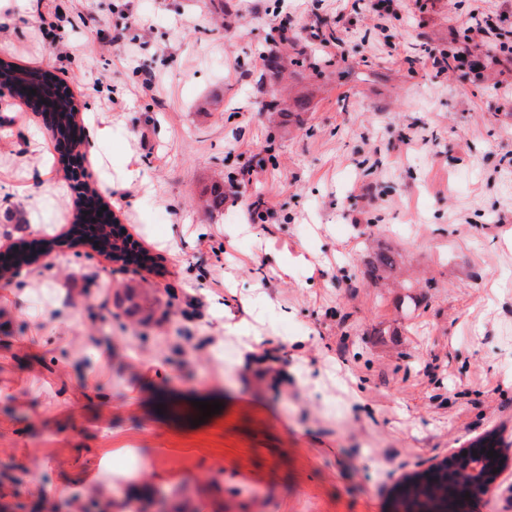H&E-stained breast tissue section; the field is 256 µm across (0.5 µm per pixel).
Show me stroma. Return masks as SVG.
<instances>
[{
    "label": "stroma",
    "instance_id": "obj_1",
    "mask_svg": "<svg viewBox=\"0 0 512 512\" xmlns=\"http://www.w3.org/2000/svg\"><path fill=\"white\" fill-rule=\"evenodd\" d=\"M218 2L0 0V58L81 103L84 179L160 264L72 245L68 149L0 95V248L58 239L0 281V512H387L512 438V0ZM476 12L479 67H432ZM382 252L424 287L374 286Z\"/></svg>",
    "mask_w": 512,
    "mask_h": 512
}]
</instances>
